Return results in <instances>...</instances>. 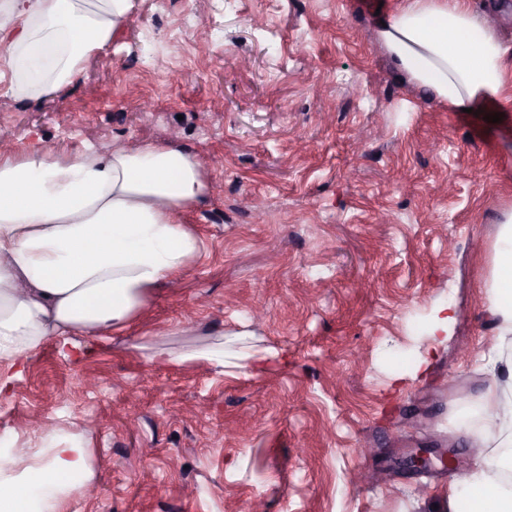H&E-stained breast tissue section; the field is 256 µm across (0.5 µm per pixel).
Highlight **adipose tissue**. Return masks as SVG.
I'll use <instances>...</instances> for the list:
<instances>
[{"mask_svg": "<svg viewBox=\"0 0 512 512\" xmlns=\"http://www.w3.org/2000/svg\"><path fill=\"white\" fill-rule=\"evenodd\" d=\"M133 9V0H0V96H55ZM375 34L394 67L449 111L512 112V43L472 0H392ZM208 193L196 156L173 142L0 151V368L23 367L48 340L67 346L139 317L198 257L185 213ZM481 286L497 339L482 357L479 453L450 482L445 512H512L499 487L512 475V213ZM37 445L39 460L19 477L4 476L15 459L0 454V512H62L66 493L92 481L88 440L53 428Z\"/></svg>", "mask_w": 512, "mask_h": 512, "instance_id": "ef3b65f1", "label": "adipose tissue"}]
</instances>
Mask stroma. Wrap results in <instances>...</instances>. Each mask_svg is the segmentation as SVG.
<instances>
[{
  "label": "stroma",
  "mask_w": 512,
  "mask_h": 512,
  "mask_svg": "<svg viewBox=\"0 0 512 512\" xmlns=\"http://www.w3.org/2000/svg\"><path fill=\"white\" fill-rule=\"evenodd\" d=\"M379 3L135 0L55 97H0L16 150L173 139L211 186L187 214L200 258L141 317L0 370V445L43 428L91 444L65 512H434L451 472L400 458L451 446L473 466L456 419L487 383L479 282L512 212V120L412 85ZM219 341L220 368L147 359Z\"/></svg>",
  "instance_id": "35a3bbf8"
}]
</instances>
